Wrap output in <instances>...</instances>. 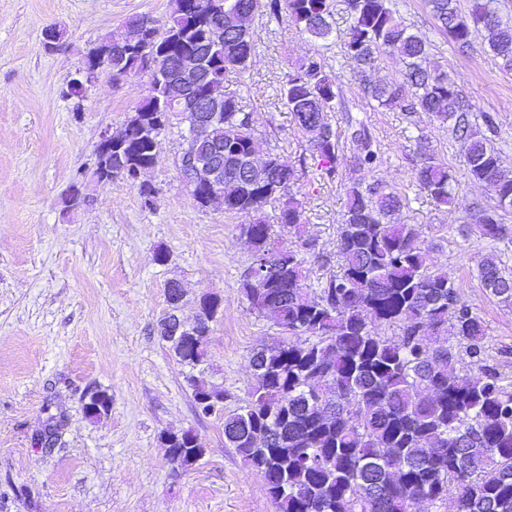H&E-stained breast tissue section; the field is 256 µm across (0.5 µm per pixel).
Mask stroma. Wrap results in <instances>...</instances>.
<instances>
[{
	"label": "stroma",
	"mask_w": 512,
	"mask_h": 512,
	"mask_svg": "<svg viewBox=\"0 0 512 512\" xmlns=\"http://www.w3.org/2000/svg\"><path fill=\"white\" fill-rule=\"evenodd\" d=\"M411 31L458 84L474 114L489 113L487 138L512 172V71L474 36L458 48L436 28L426 0H396ZM171 0H0V512H274L266 486L224 444L223 414L197 412L187 375L224 393L225 412L244 405L254 383L252 353L287 339L281 327L251 311L241 283L252 251L240 225L247 213L225 214L192 199L179 169L186 147L177 129L160 137V155L146 176L155 189L144 206L136 186L115 180L94 186L82 209L63 213L62 192L84 175L103 130L119 131L147 94V80L116 85L100 76L83 99L61 90L84 67L89 50L120 34L135 14L165 20ZM350 23L346 0H333V33L314 41L287 22L255 17L256 52L249 71L226 74L224 91L250 112L260 153L280 154L302 168L293 192L305 208L302 235L276 222V238L314 240L306 256L310 288L338 269L336 229L344 188L379 179L403 191L399 221L417 229L430 260L446 271L481 317L485 363L512 377V305L482 288L478 265L496 257L512 272V211L505 236L481 239L475 216L495 206L492 188L474 181L460 161L462 144L449 125L427 113L386 111L363 92L365 80L400 79L398 59L359 73L343 52ZM63 39L45 48L43 32ZM340 79L346 108L332 113L345 161L335 178H320L308 143L277 89L283 72L312 51ZM365 125L380 149L381 165L354 170V126ZM428 146L453 176L452 201L437 205L412 183L420 146ZM167 254L166 262L154 259ZM188 299L218 294L224 315L197 368L180 364L156 327L167 311L168 280ZM96 384L112 395L108 416L85 417L81 393ZM62 429L53 447L36 443L53 423ZM194 430L207 451L196 466L173 475L162 436Z\"/></svg>",
	"instance_id": "obj_1"
}]
</instances>
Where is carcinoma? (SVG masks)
Here are the masks:
<instances>
[{
	"label": "carcinoma",
	"mask_w": 512,
	"mask_h": 512,
	"mask_svg": "<svg viewBox=\"0 0 512 512\" xmlns=\"http://www.w3.org/2000/svg\"><path fill=\"white\" fill-rule=\"evenodd\" d=\"M185 9L168 14L163 26L135 15L128 29L141 28L142 42L112 49L106 65L112 82L131 72L149 77L150 94L135 107L137 125L125 134L112 158L107 181H136V172L153 166L159 138L171 128L185 130L202 113L178 104L172 89L184 85L190 96L214 94L224 102L219 118L186 151L203 163L224 162V213H249L253 257L275 259L273 280L241 283L251 310L288 331L290 339L254 352L249 365L254 384L245 405L224 416V442L243 463L261 474L275 512H416V505L453 501L455 512H512V382L484 365L486 327L462 299L448 274L436 268L411 224L395 215L406 195L388 185L353 182L345 188V210L336 235L339 271L311 297L304 283V253L313 242L292 248L273 238L264 208L278 202V223L301 233L302 204L290 193L300 181L294 166L269 153L263 183L246 177L256 152L250 114L222 91L224 75L251 67L255 44L250 27L237 28L240 14L286 19L313 40L332 32V0H185ZM351 23L344 56L371 68L383 56L398 58L402 80L364 87L381 109L426 112L453 122L463 144L462 159L473 179L490 184L497 205L483 209L476 230L497 240L504 235L501 212L512 208V174L499 151L470 120L457 83L437 62L429 45L409 31L395 0H347ZM438 30L457 46L484 33L490 52L512 71V25L484 0H426ZM224 41H215L218 20ZM203 52L199 75L186 83L170 74L166 62ZM279 96L307 139L320 175L332 179L341 163L329 113L345 108L338 76L315 52L288 67ZM353 164L374 170L381 155L371 133H352ZM420 191L439 205L452 196L448 166L423 153L413 172ZM83 184L71 183L62 195L64 210L83 206ZM487 294L512 304L507 272L486 259L479 269ZM394 331L383 336L377 327ZM305 337L297 343L292 338ZM435 336L448 344L431 345ZM207 335L198 348L183 352L168 341L187 366L207 360ZM469 362L463 363V357ZM171 445L172 460L194 465L206 448Z\"/></svg>",
	"instance_id": "cac0c4a2"
}]
</instances>
